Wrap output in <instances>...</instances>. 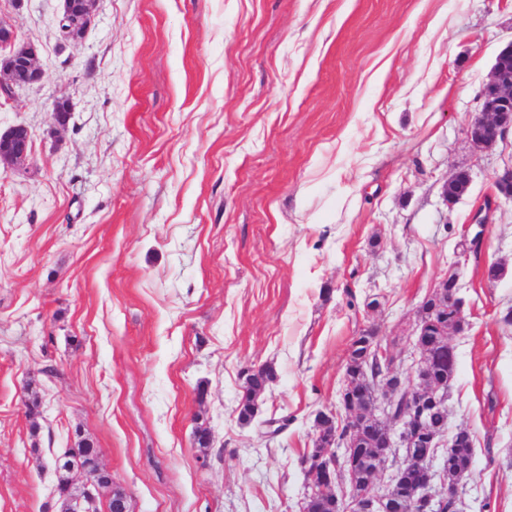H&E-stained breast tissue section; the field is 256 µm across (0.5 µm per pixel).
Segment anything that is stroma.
Wrapping results in <instances>:
<instances>
[{"instance_id":"1","label":"stroma","mask_w":512,"mask_h":512,"mask_svg":"<svg viewBox=\"0 0 512 512\" xmlns=\"http://www.w3.org/2000/svg\"><path fill=\"white\" fill-rule=\"evenodd\" d=\"M60 9L0 0L47 73L0 91V132L32 142L0 167V512L54 504L43 464L82 440L132 512H300L352 339L375 329L416 367L419 307L451 273L463 510L512 512V206L461 247L512 165V134L465 133L512 0H97L69 44ZM31 136L23 124L10 127L0 134V165L20 171L25 169L30 157ZM275 377L276 373L272 366H263L252 371L248 380L243 383L242 395L237 407L240 423L249 424L254 419L257 396L264 393Z\"/></svg>"}]
</instances>
